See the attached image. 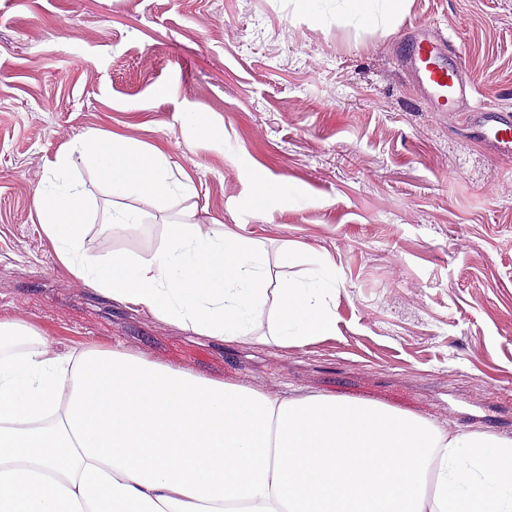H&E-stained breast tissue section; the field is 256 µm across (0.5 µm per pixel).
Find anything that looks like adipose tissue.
<instances>
[{"label": "adipose tissue", "instance_id": "ef3b65f1", "mask_svg": "<svg viewBox=\"0 0 512 512\" xmlns=\"http://www.w3.org/2000/svg\"><path fill=\"white\" fill-rule=\"evenodd\" d=\"M81 158L113 197L182 191L156 150L89 132L48 160L36 216L96 291L227 343L332 335L328 268L272 277L263 243L180 224L142 260L83 249ZM0 512H512V439L326 394L288 398L119 349L62 354L0 319Z\"/></svg>", "mask_w": 512, "mask_h": 512}]
</instances>
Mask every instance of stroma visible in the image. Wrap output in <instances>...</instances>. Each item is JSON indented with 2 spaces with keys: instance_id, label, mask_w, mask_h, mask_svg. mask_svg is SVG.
<instances>
[{
  "instance_id": "1",
  "label": "stroma",
  "mask_w": 512,
  "mask_h": 512,
  "mask_svg": "<svg viewBox=\"0 0 512 512\" xmlns=\"http://www.w3.org/2000/svg\"><path fill=\"white\" fill-rule=\"evenodd\" d=\"M456 34L474 101L512 107V0H410L384 26L299 0H0V318L58 351L121 349L284 396L332 394L512 439V159L430 111L399 56L410 23ZM197 112L206 128L181 123ZM223 137H208L207 128ZM100 130L163 152L190 194L135 195L113 230L83 162L85 252L149 258L175 224L222 222L336 277V331L224 343L91 290L33 200L46 162ZM264 196H257L258 184ZM146 214L125 206H113L106 211L104 223L112 226V229H126L138 224H144Z\"/></svg>"
}]
</instances>
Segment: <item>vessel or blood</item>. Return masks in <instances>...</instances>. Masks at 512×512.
I'll return each mask as SVG.
<instances>
[{
  "instance_id": "1",
  "label": "vessel or blood",
  "mask_w": 512,
  "mask_h": 512,
  "mask_svg": "<svg viewBox=\"0 0 512 512\" xmlns=\"http://www.w3.org/2000/svg\"><path fill=\"white\" fill-rule=\"evenodd\" d=\"M463 50L438 30L413 28L406 33L403 69L408 82L436 112H461L476 138L512 158V111L473 105L475 88L462 78Z\"/></svg>"
}]
</instances>
